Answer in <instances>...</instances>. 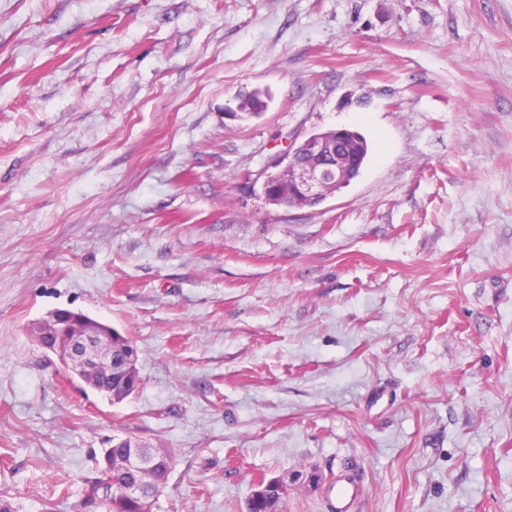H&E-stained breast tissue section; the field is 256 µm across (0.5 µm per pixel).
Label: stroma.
Returning <instances> with one entry per match:
<instances>
[{"label": "stroma", "mask_w": 512, "mask_h": 512, "mask_svg": "<svg viewBox=\"0 0 512 512\" xmlns=\"http://www.w3.org/2000/svg\"><path fill=\"white\" fill-rule=\"evenodd\" d=\"M269 91L265 112L228 100ZM352 127L361 175L279 208L272 159ZM139 349L114 404L32 335ZM152 512H512V0H0V500L87 512L118 439ZM329 493L335 499L337 512H354L359 499V486L351 474L337 476L329 485Z\"/></svg>", "instance_id": "stroma-1"}]
</instances>
